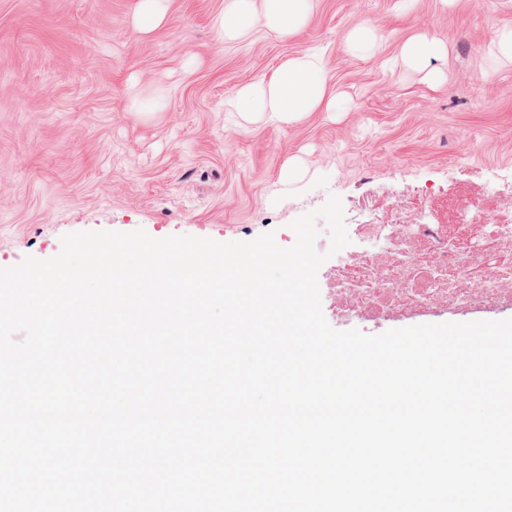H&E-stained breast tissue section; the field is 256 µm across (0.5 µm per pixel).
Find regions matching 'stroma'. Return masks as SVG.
Returning a JSON list of instances; mask_svg holds the SVG:
<instances>
[{"label":"stroma","mask_w":512,"mask_h":512,"mask_svg":"<svg viewBox=\"0 0 512 512\" xmlns=\"http://www.w3.org/2000/svg\"><path fill=\"white\" fill-rule=\"evenodd\" d=\"M137 0H0V267L48 259L63 235L130 232L250 241L342 200L345 221L416 189L500 188L512 197V66L486 71L481 48L512 24V0H315L292 36L256 28L217 45L224 0H168L134 32ZM361 20L385 35L360 60L344 38ZM448 44L436 84L391 67L406 37ZM299 51L320 54L332 112L240 125L238 89ZM307 169L281 179L289 160Z\"/></svg>","instance_id":"obj_1"}]
</instances>
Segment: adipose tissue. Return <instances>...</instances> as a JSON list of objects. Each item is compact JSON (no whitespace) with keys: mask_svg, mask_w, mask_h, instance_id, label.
Instances as JSON below:
<instances>
[{"mask_svg":"<svg viewBox=\"0 0 512 512\" xmlns=\"http://www.w3.org/2000/svg\"><path fill=\"white\" fill-rule=\"evenodd\" d=\"M314 5L315 0H224L215 24L216 40L243 43L260 26L278 36L293 34L307 25ZM446 51L443 39L423 31L403 43L399 57L405 68L434 81L439 77L434 63ZM232 107L248 121L266 119L290 124L310 112L334 111L336 98L328 90L322 57L300 51L272 77L241 87Z\"/></svg>","mask_w":512,"mask_h":512,"instance_id":"obj_1","label":"adipose tissue"}]
</instances>
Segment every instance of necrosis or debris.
Wrapping results in <instances>:
<instances>
[{
    "mask_svg": "<svg viewBox=\"0 0 512 512\" xmlns=\"http://www.w3.org/2000/svg\"><path fill=\"white\" fill-rule=\"evenodd\" d=\"M349 237L326 286L362 319L487 306L512 289V209L491 188L391 203Z\"/></svg>",
    "mask_w": 512,
    "mask_h": 512,
    "instance_id": "1",
    "label": "necrosis or debris"
}]
</instances>
